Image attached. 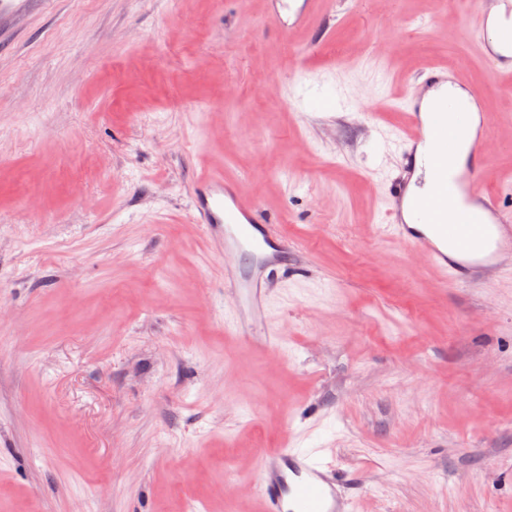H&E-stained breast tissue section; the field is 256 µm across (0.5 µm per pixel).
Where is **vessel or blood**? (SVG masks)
<instances>
[{
    "mask_svg": "<svg viewBox=\"0 0 512 512\" xmlns=\"http://www.w3.org/2000/svg\"><path fill=\"white\" fill-rule=\"evenodd\" d=\"M269 2L273 19H287L292 29L308 26L312 0L298 7L291 0ZM45 5L46 0H0V40L11 38ZM488 62L496 77L511 78L512 42L489 52ZM449 79L447 64H427L408 98L416 100L418 92ZM478 103L475 93L466 99L441 95L428 109H411L400 132L383 138L386 147L401 151L399 174L389 189L396 217L387 221V232L422 253L447 282L496 266L504 243H512V209L482 181L489 130L474 119ZM191 209L195 221L220 242L224 288L238 306L236 334L280 348L282 338L269 325L265 272L287 253V238L273 234L261 205L220 175L196 180ZM258 470L257 512H349L343 485L317 449L264 450Z\"/></svg>",
    "mask_w": 512,
    "mask_h": 512,
    "instance_id": "1",
    "label": "vessel or blood"
}]
</instances>
